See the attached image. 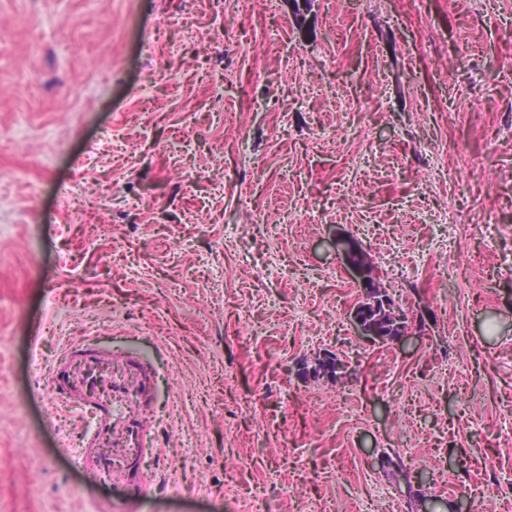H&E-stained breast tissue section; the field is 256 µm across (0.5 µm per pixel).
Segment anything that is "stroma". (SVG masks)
Returning a JSON list of instances; mask_svg holds the SVG:
<instances>
[{
	"mask_svg": "<svg viewBox=\"0 0 512 512\" xmlns=\"http://www.w3.org/2000/svg\"><path fill=\"white\" fill-rule=\"evenodd\" d=\"M84 340L144 369L138 496L44 412ZM386 495L512 512V0H0V512ZM366 292L369 295L373 296L376 301L381 300L382 306L378 310V319L380 322L393 326L394 328H398L399 332L396 336H403L408 333V327L403 328V321H405V315L402 310L398 309L395 304L390 303V300L385 294V291H382L380 284L376 283L374 280L371 283V286L368 287ZM361 311L364 315V321L370 323V325L376 327L383 336H389L392 340L396 338V336H390L392 332V327H385L384 325L378 324L374 319L373 313V304L369 300H365L360 303Z\"/></svg>",
	"mask_w": 512,
	"mask_h": 512,
	"instance_id": "1",
	"label": "stroma"
}]
</instances>
